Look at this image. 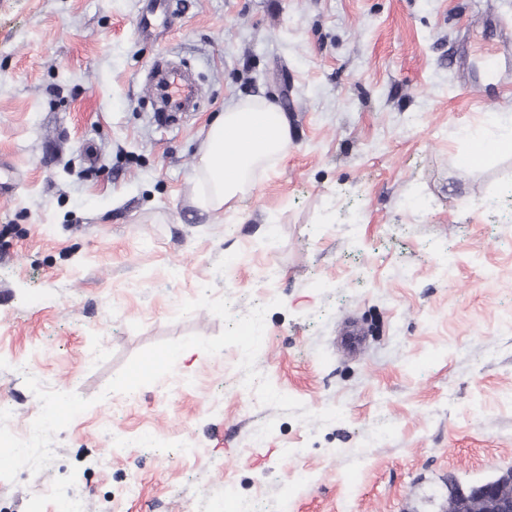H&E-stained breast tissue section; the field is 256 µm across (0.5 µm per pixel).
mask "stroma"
I'll return each mask as SVG.
<instances>
[{
  "instance_id": "35a3bbf8",
  "label": "stroma",
  "mask_w": 512,
  "mask_h": 512,
  "mask_svg": "<svg viewBox=\"0 0 512 512\" xmlns=\"http://www.w3.org/2000/svg\"><path fill=\"white\" fill-rule=\"evenodd\" d=\"M147 4L0 0V404L28 427V374L92 401L0 505L110 512L130 480L123 512L242 486L263 512H443L449 483L512 469V155L461 164L512 118L479 65L512 0H171L145 38ZM162 56L200 80L176 124L154 117ZM240 99L286 112L288 154L208 212L199 149ZM206 286L267 306L257 370L343 419L254 404L234 347L105 394L146 347L223 330L177 315Z\"/></svg>"
}]
</instances>
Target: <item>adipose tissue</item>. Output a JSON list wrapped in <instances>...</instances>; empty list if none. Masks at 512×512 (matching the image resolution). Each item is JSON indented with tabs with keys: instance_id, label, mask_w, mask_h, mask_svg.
Instances as JSON below:
<instances>
[{
	"instance_id": "1",
	"label": "adipose tissue",
	"mask_w": 512,
	"mask_h": 512,
	"mask_svg": "<svg viewBox=\"0 0 512 512\" xmlns=\"http://www.w3.org/2000/svg\"><path fill=\"white\" fill-rule=\"evenodd\" d=\"M289 137L288 119L275 103L228 104L199 150L202 207L213 212L233 208L254 188L257 173L286 155Z\"/></svg>"
}]
</instances>
